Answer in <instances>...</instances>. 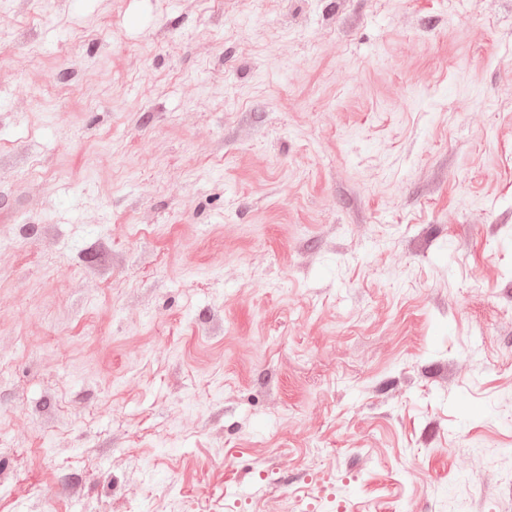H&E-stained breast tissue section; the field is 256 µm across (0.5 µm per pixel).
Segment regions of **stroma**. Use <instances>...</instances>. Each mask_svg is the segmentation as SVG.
Wrapping results in <instances>:
<instances>
[{
    "instance_id": "obj_1",
    "label": "stroma",
    "mask_w": 512,
    "mask_h": 512,
    "mask_svg": "<svg viewBox=\"0 0 512 512\" xmlns=\"http://www.w3.org/2000/svg\"><path fill=\"white\" fill-rule=\"evenodd\" d=\"M0 32V512H512V0Z\"/></svg>"
}]
</instances>
